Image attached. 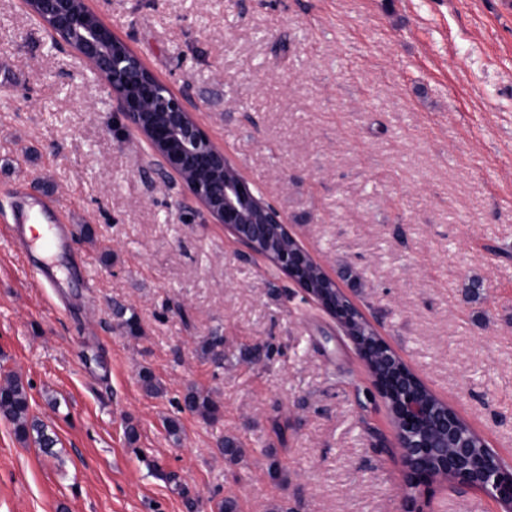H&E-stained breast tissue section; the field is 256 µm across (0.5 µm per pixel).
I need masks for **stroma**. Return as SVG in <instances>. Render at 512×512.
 <instances>
[{"mask_svg":"<svg viewBox=\"0 0 512 512\" xmlns=\"http://www.w3.org/2000/svg\"><path fill=\"white\" fill-rule=\"evenodd\" d=\"M286 217L400 358L512 460V13L501 0H89ZM105 89L0 0V373L53 457L0 418V512H401L391 416L301 288L145 168ZM46 194L51 284L9 230ZM479 280L477 299L466 296ZM139 318L126 334L116 306ZM224 364L202 358L212 334ZM270 357L248 362L247 349ZM150 369L166 391L147 395ZM223 406L183 407L187 386ZM177 419L173 442L167 419ZM138 439L128 443L125 430ZM245 444L227 462L218 443ZM281 479H273L270 462ZM432 512H499L433 485ZM0 415L13 425L19 441H31L43 453L54 455L53 448L58 444V439L31 416L27 388L16 374L7 375L0 382Z\"/></svg>","mask_w":512,"mask_h":512,"instance_id":"1","label":"stroma"}]
</instances>
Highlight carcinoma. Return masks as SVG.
Returning a JSON list of instances; mask_svg holds the SVG:
<instances>
[{"instance_id":"1","label":"carcinoma","mask_w":512,"mask_h":512,"mask_svg":"<svg viewBox=\"0 0 512 512\" xmlns=\"http://www.w3.org/2000/svg\"><path fill=\"white\" fill-rule=\"evenodd\" d=\"M202 355L214 362L224 361V337L215 333L200 347ZM142 389L149 395L163 392L159 380L148 369L139 372ZM183 406L188 411L197 414L204 420H215L221 416L223 405L209 392L195 387H189L183 394ZM0 415L13 425L16 438L23 442H31L43 453L53 454V448L58 444L56 435L47 431L46 426L30 414V398L27 388L16 374L6 376L0 381ZM221 452L224 458L236 463L243 456L244 450L239 442L226 437L221 442Z\"/></svg>"}]
</instances>
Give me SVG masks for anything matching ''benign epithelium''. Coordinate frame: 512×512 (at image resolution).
I'll return each instance as SVG.
<instances>
[{
	"label": "benign epithelium",
	"mask_w": 512,
	"mask_h": 512,
	"mask_svg": "<svg viewBox=\"0 0 512 512\" xmlns=\"http://www.w3.org/2000/svg\"><path fill=\"white\" fill-rule=\"evenodd\" d=\"M23 3L42 24L53 48L63 50L78 41L75 53L107 91L112 111L148 143L149 163L156 162L173 173L210 220L224 225L248 252L263 256L294 281L352 341L396 424L394 448L404 490L402 512H425V496L432 482L422 468L430 461L445 472L442 483L479 488L504 506L503 512H512V464L500 457L497 463L487 464L473 456L471 441L460 432L454 409L441 413L435 440H421L404 428L410 420L427 418L430 405L408 391L389 402V389L376 370L370 349L377 350L380 362L395 374L402 371L397 354L353 299L301 246L281 211L242 176L224 150L209 140L191 102L176 96L160 81L126 41L114 40L109 47L101 27L79 25L77 4H82L84 13L93 14L86 0Z\"/></svg>",
	"instance_id": "1"
}]
</instances>
